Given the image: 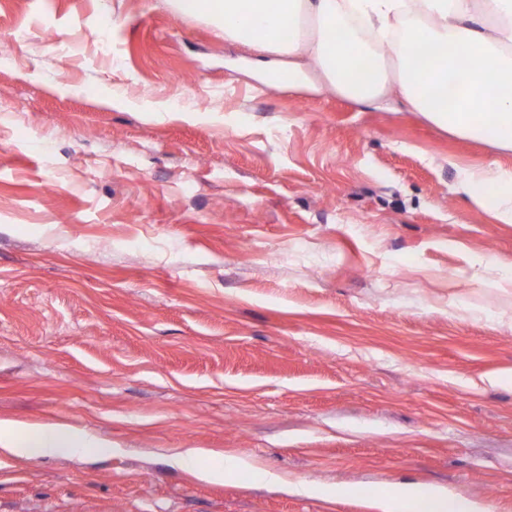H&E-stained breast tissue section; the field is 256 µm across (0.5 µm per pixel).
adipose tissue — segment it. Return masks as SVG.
Returning a JSON list of instances; mask_svg holds the SVG:
<instances>
[{"mask_svg": "<svg viewBox=\"0 0 512 512\" xmlns=\"http://www.w3.org/2000/svg\"><path fill=\"white\" fill-rule=\"evenodd\" d=\"M204 16L225 39L282 57L309 56L337 93L359 105L395 88L407 107L448 132L512 151V0H172ZM443 54L416 59L419 47ZM371 74H360L362 59ZM470 201L512 224V170H465ZM0 446L27 458L82 455L101 443L63 425L0 421ZM381 512H491L416 485L378 490Z\"/></svg>", "mask_w": 512, "mask_h": 512, "instance_id": "adipose-tissue-1", "label": "adipose tissue"}]
</instances>
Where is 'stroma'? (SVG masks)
<instances>
[{"label": "stroma", "instance_id": "35a3bbf8", "mask_svg": "<svg viewBox=\"0 0 512 512\" xmlns=\"http://www.w3.org/2000/svg\"><path fill=\"white\" fill-rule=\"evenodd\" d=\"M1 44L0 421L112 450L0 451V512H512V224L456 190L511 151L170 0H0ZM174 462L180 467L196 466L206 477L211 479H221L233 475L237 476L239 470L243 467L253 468L258 475L263 473V469L255 462L242 461L237 456L227 454L224 456V465L222 466H201L199 459L196 458V453L192 450L177 453ZM381 512H491L489 506L438 493L428 487L398 485L375 491Z\"/></svg>", "mask_w": 512, "mask_h": 512}]
</instances>
